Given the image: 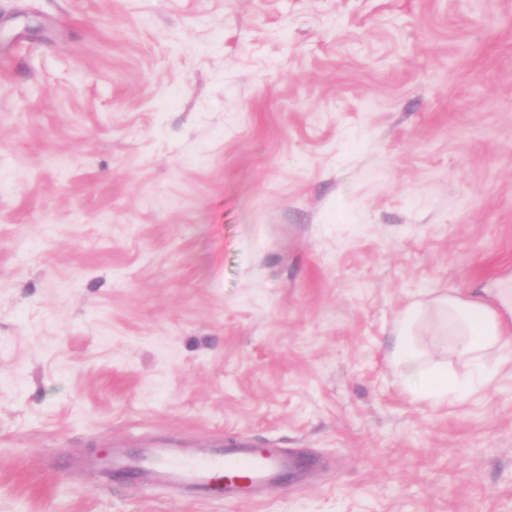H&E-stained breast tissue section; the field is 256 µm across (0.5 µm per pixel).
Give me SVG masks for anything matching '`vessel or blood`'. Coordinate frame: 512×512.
Masks as SVG:
<instances>
[{
    "label": "vessel or blood",
    "instance_id": "obj_1",
    "mask_svg": "<svg viewBox=\"0 0 512 512\" xmlns=\"http://www.w3.org/2000/svg\"><path fill=\"white\" fill-rule=\"evenodd\" d=\"M296 465L294 457L275 448L256 451L244 438L227 446L214 443L209 450L186 448L173 439H150L139 451L112 455L113 474L137 479L141 486L240 500L253 490L279 486Z\"/></svg>",
    "mask_w": 512,
    "mask_h": 512
}]
</instances>
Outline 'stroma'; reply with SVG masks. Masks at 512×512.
Masks as SVG:
<instances>
[{"label": "stroma", "instance_id": "stroma-1", "mask_svg": "<svg viewBox=\"0 0 512 512\" xmlns=\"http://www.w3.org/2000/svg\"><path fill=\"white\" fill-rule=\"evenodd\" d=\"M512 0H0V512H512ZM248 439L288 488L77 469ZM448 335L459 337L458 346L463 352L472 354L475 372L466 382L448 379L444 373L419 371L411 373L419 393L432 402L462 398L474 389L476 378H486L485 364L481 353L493 347L505 348L509 341L502 339L496 315L486 305L475 301H464L448 296ZM418 309L416 306L406 310L404 316L397 322L394 328V347L392 358L398 364L408 367L413 366L414 347L412 342V325L416 319Z\"/></svg>", "mask_w": 512, "mask_h": 512}]
</instances>
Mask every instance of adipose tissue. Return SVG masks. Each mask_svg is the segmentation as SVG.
<instances>
[{
  "instance_id": "adipose-tissue-1",
  "label": "adipose tissue",
  "mask_w": 512,
  "mask_h": 512,
  "mask_svg": "<svg viewBox=\"0 0 512 512\" xmlns=\"http://www.w3.org/2000/svg\"><path fill=\"white\" fill-rule=\"evenodd\" d=\"M447 309L448 333L458 337L463 352L471 354L475 372L473 379L466 382L449 379L444 373L422 371L416 374L414 380L419 393L434 402L461 398L473 390L476 379L486 375L482 352L504 344L499 322L486 305L451 296L447 299Z\"/></svg>"
}]
</instances>
